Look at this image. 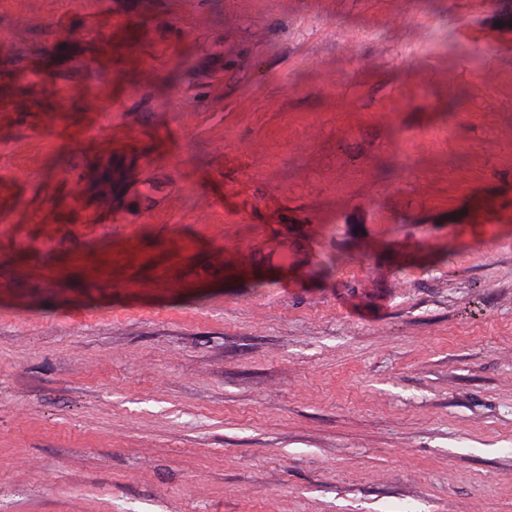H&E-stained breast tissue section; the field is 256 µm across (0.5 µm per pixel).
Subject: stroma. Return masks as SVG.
<instances>
[{
  "instance_id": "obj_1",
  "label": "stroma",
  "mask_w": 512,
  "mask_h": 512,
  "mask_svg": "<svg viewBox=\"0 0 512 512\" xmlns=\"http://www.w3.org/2000/svg\"><path fill=\"white\" fill-rule=\"evenodd\" d=\"M0 512H512V0H0Z\"/></svg>"
}]
</instances>
